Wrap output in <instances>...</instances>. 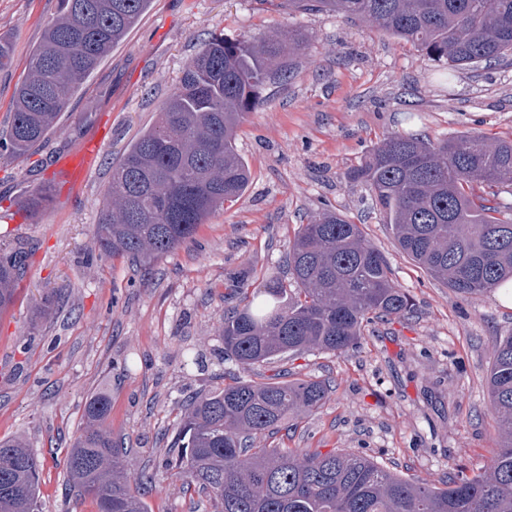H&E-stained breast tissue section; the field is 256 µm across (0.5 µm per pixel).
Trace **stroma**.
Returning <instances> with one entry per match:
<instances>
[{
	"label": "stroma",
	"mask_w": 512,
	"mask_h": 512,
	"mask_svg": "<svg viewBox=\"0 0 512 512\" xmlns=\"http://www.w3.org/2000/svg\"><path fill=\"white\" fill-rule=\"evenodd\" d=\"M58 0H0V38L14 51L0 71V127L30 53ZM304 37L288 78L264 86L237 130L251 182L235 202L151 269L105 256L92 239L112 170L152 125L187 62L212 35ZM512 131V64L449 71L411 44L358 20L286 0H153L150 9L72 96L35 153L0 155V245L21 249L25 272L0 314V439L23 435L41 464L40 512H95L72 494L63 461L87 401L108 393L105 426L154 481L152 512H213L167 467L185 400L239 372L224 357L232 288L286 273L288 245L324 212L349 216L384 254L415 303L405 320L370 325L341 355L270 365L280 379L329 382L319 411L273 441L284 448L358 451L407 477L440 483L477 472L495 442L487 404L490 353L512 331L497 291L463 300L396 246L371 190L346 172L387 136L439 141ZM100 146L85 180L63 161Z\"/></svg>",
	"instance_id": "1"
}]
</instances>
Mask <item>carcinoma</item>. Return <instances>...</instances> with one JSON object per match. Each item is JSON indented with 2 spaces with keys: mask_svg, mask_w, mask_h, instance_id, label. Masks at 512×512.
Instances as JSON below:
<instances>
[{
  "mask_svg": "<svg viewBox=\"0 0 512 512\" xmlns=\"http://www.w3.org/2000/svg\"><path fill=\"white\" fill-rule=\"evenodd\" d=\"M358 19L411 43L450 69L512 56V0H288ZM152 0H60L57 17L15 87L0 149L39 147L73 93L149 9ZM283 41L210 40L191 58L155 124L130 144L112 173L94 236L99 251L143 265L176 250L200 224L248 188L236 132L260 90L290 70ZM346 179L362 183L400 250L461 298L512 283V135L464 133L439 142L414 134L384 139ZM296 287L270 276L224 312V356L257 379L234 380L185 405L172 463L186 490L214 512H512V333L491 353L487 397L497 442L487 468L457 471L442 485L409 479L349 449L326 453L266 446L288 422L321 409L331 386L270 381L275 359L333 355L365 339L369 324L413 309L388 262L346 215L301 225L289 244ZM22 256L0 248V311L13 301ZM112 401L85 407L86 424L65 458L70 490L96 512H150L152 476L132 472L104 422ZM40 463L19 437L0 439V512H39Z\"/></svg>",
  "mask_w": 512,
  "mask_h": 512,
  "instance_id": "1",
  "label": "carcinoma"
}]
</instances>
